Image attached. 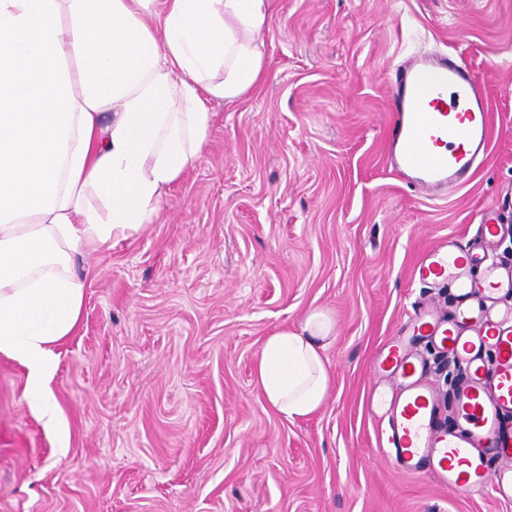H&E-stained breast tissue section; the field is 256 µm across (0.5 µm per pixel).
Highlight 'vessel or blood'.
<instances>
[{
    "mask_svg": "<svg viewBox=\"0 0 512 512\" xmlns=\"http://www.w3.org/2000/svg\"><path fill=\"white\" fill-rule=\"evenodd\" d=\"M493 71L477 73L463 54L415 51L391 84L394 112L387 161L416 192L438 199L467 187L489 157L491 119L487 98ZM480 237L492 245L500 232L494 207L482 210ZM420 282H448L457 306L450 317L422 308L407 321L403 338L388 343L376 367L395 383L381 398L387 453L411 474L474 495L492 491L512 503V264H484L480 254L441 242L415 266ZM419 337L451 352L467 379L454 392L459 421L442 428L435 390L409 340ZM505 459L492 467L491 456Z\"/></svg>",
    "mask_w": 512,
    "mask_h": 512,
    "instance_id": "obj_1",
    "label": "vessel or blood"
}]
</instances>
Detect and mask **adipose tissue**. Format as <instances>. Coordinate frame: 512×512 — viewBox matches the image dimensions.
<instances>
[{
	"label": "adipose tissue",
	"mask_w": 512,
	"mask_h": 512,
	"mask_svg": "<svg viewBox=\"0 0 512 512\" xmlns=\"http://www.w3.org/2000/svg\"><path fill=\"white\" fill-rule=\"evenodd\" d=\"M269 0H0V355L27 370L33 413L68 445L56 347L78 330L76 257L140 230L197 162L208 104L265 76ZM334 319L269 336L255 386L293 421L324 404Z\"/></svg>",
	"instance_id": "obj_1"
}]
</instances>
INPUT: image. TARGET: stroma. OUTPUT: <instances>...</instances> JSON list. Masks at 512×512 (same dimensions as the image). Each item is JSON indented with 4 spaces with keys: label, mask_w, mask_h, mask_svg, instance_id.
<instances>
[{
    "label": "stroma",
    "mask_w": 512,
    "mask_h": 512,
    "mask_svg": "<svg viewBox=\"0 0 512 512\" xmlns=\"http://www.w3.org/2000/svg\"><path fill=\"white\" fill-rule=\"evenodd\" d=\"M267 76L211 103L206 144L149 224L87 252L78 332L56 350L57 447L0 356V512H512L405 473L377 441L373 365L414 307L424 250L467 244L481 210L512 262V0H271ZM462 50L488 88L490 161L465 189L420 197L386 165L388 74L413 50ZM327 310L323 407L288 421L253 380L267 339ZM453 425L464 372L424 344Z\"/></svg>",
    "instance_id": "1"
}]
</instances>
